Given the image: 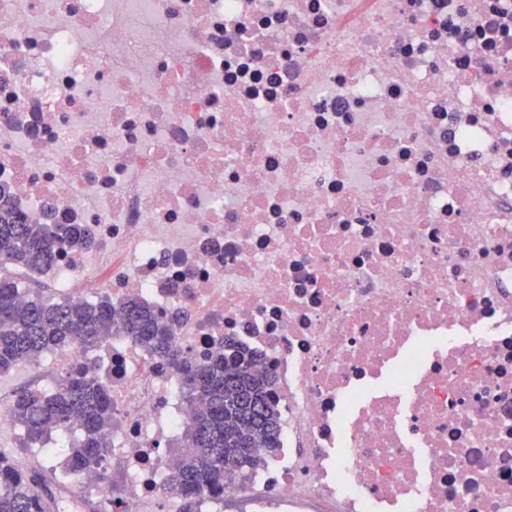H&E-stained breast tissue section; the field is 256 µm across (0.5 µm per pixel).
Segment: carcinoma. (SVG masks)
<instances>
[{
    "label": "carcinoma",
    "instance_id": "obj_1",
    "mask_svg": "<svg viewBox=\"0 0 512 512\" xmlns=\"http://www.w3.org/2000/svg\"><path fill=\"white\" fill-rule=\"evenodd\" d=\"M87 246L75 224H31L0 187V267L23 266L38 275L65 249ZM13 278L0 275V373L28 363L46 352L61 351L74 342L95 349L123 337L178 374L187 404V422L177 446L181 464L166 480L165 489L182 501L181 512H195L197 496L220 492L224 480L265 462L279 448L280 422L272 398L274 376L254 370L255 356L230 339L202 360H193L176 343L175 324L142 301L124 302L123 315L112 316V299L94 303L49 302L37 294L22 303ZM80 420V436L70 443L55 486L66 485L67 474L99 463L110 441L104 430L112 425V400L106 387L82 372L70 375L50 390L25 389L14 398L12 421L22 427L26 444L43 443L48 432L65 431ZM248 448L237 456L226 448ZM52 486L0 454V512H54Z\"/></svg>",
    "mask_w": 512,
    "mask_h": 512
}]
</instances>
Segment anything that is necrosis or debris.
I'll use <instances>...</instances> for the list:
<instances>
[{
  "label": "necrosis or debris",
  "instance_id": "obj_1",
  "mask_svg": "<svg viewBox=\"0 0 512 512\" xmlns=\"http://www.w3.org/2000/svg\"><path fill=\"white\" fill-rule=\"evenodd\" d=\"M0 186L88 248L41 278L182 310L275 377L280 449L198 512H512V0H0ZM112 394L108 512L163 498L177 374Z\"/></svg>",
  "mask_w": 512,
  "mask_h": 512
}]
</instances>
